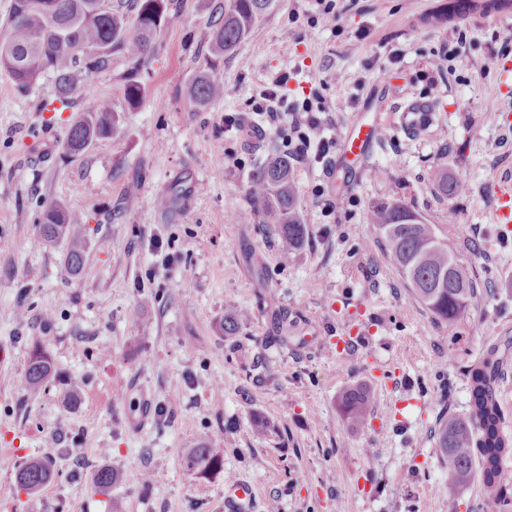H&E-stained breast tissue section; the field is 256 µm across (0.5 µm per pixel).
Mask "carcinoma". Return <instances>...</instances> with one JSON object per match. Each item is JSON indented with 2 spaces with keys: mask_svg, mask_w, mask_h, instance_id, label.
Returning a JSON list of instances; mask_svg holds the SVG:
<instances>
[{
  "mask_svg": "<svg viewBox=\"0 0 512 512\" xmlns=\"http://www.w3.org/2000/svg\"><path fill=\"white\" fill-rule=\"evenodd\" d=\"M134 25L123 13L112 9L110 0H13L9 38L0 43V70L19 88L31 87L42 74L56 75L58 101L70 104L73 95H83L81 116L71 126L66 149L82 152L90 142L113 132L109 104L87 93L92 74L108 65L112 53L121 51L132 73L147 67L154 55L156 37L166 18V0H137ZM279 0H224L222 20L212 26L209 55L224 56L237 51L257 20L276 9ZM190 96L200 107L224 97V80L210 62H205L190 87ZM439 192L452 200L467 190L466 182L439 169L433 174ZM249 209L237 219L253 215L269 225V231L287 248L301 245L307 225L299 211L288 155L274 153L257 168L247 189ZM369 223L383 237L387 257L409 284L415 297L441 324L453 326L466 317L475 284L455 256L453 244L439 236L435 225L399 201L372 207ZM39 237L68 245L66 265L76 274L85 260L83 227L79 218L52 204L37 224ZM500 362L489 352L470 371V419L447 415L440 421L437 447L446 463L448 477L466 485L479 472L487 497L501 499L504 461L512 456V440L503 433L502 417L493 395V382ZM54 373L50 358L33 350L25 387L36 391ZM342 410L351 424L364 426L370 418L373 397L361 386L346 389ZM190 470L224 465V449L210 445L193 448L186 456ZM50 464L33 460L21 467L16 482L33 495L50 479Z\"/></svg>",
  "mask_w": 512,
  "mask_h": 512,
  "instance_id": "obj_1",
  "label": "carcinoma"
}]
</instances>
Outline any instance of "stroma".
I'll use <instances>...</instances> for the list:
<instances>
[{
  "instance_id": "stroma-1",
  "label": "stroma",
  "mask_w": 512,
  "mask_h": 512,
  "mask_svg": "<svg viewBox=\"0 0 512 512\" xmlns=\"http://www.w3.org/2000/svg\"><path fill=\"white\" fill-rule=\"evenodd\" d=\"M333 2L335 30L314 22L315 0H281L217 60L224 98L200 108L188 90L222 0H168L139 105L114 54L88 85L114 130L75 156L64 142L80 99L57 110L53 73L21 89L0 71V512H220L231 477L253 485L254 512H512V458L493 503L480 480L453 484L436 446L441 414L469 415V372L491 351L512 437V237L492 221L496 187L512 184V126L497 120L512 103L497 90L512 9L457 18L449 0ZM282 73L289 107L322 106L339 136L414 97L438 113L424 136L389 131L364 157L335 145L291 160L308 226L291 251L236 221L257 164L283 145L251 106ZM438 168L466 192L443 197ZM387 200L454 240L476 285L467 319L437 322L387 261L368 222ZM51 204L84 224L79 274L65 243L35 235ZM36 348L55 378L30 392ZM352 385L375 400L362 428L339 404ZM204 444L223 448L222 470L186 468ZM32 459L53 469L36 496L16 484ZM115 462L120 481L99 491L95 472Z\"/></svg>"
}]
</instances>
